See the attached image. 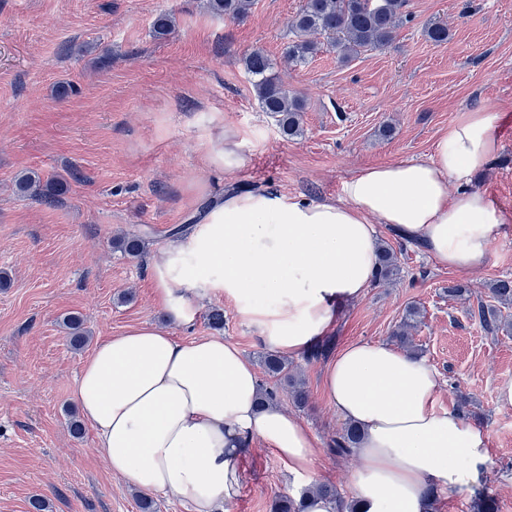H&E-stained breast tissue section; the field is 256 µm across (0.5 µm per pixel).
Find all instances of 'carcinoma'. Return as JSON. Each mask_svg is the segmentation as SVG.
Returning <instances> with one entry per match:
<instances>
[{
    "label": "carcinoma",
    "instance_id": "cac0c4a2",
    "mask_svg": "<svg viewBox=\"0 0 512 512\" xmlns=\"http://www.w3.org/2000/svg\"><path fill=\"white\" fill-rule=\"evenodd\" d=\"M208 7L217 16L237 20L248 13L251 0H209ZM407 7L408 0H305L290 24L293 39L283 50L284 63L302 67L323 48L336 52L343 62L364 49L383 48L392 42L400 26L411 21ZM242 62L260 108L276 118L281 135L294 138L302 134V112L306 107L304 96L280 80L275 73L276 63L262 50L248 52ZM16 190L21 195L53 204L59 196L60 185L53 181L44 183L32 174H25L16 181ZM116 246L130 257L139 256L143 249L142 241L136 235L116 239ZM397 271V257L389 248H383L374 283L391 281ZM490 292L497 303L511 306L512 278L496 280L490 286ZM419 317L418 307H408L391 338L399 345L407 346L410 330L415 327ZM478 317L480 323L491 331L512 327V322L502 318L496 307L480 308ZM62 325L73 347L79 349L88 341L79 316H67ZM261 363L266 374L288 387L295 407L307 406V391L293 372L292 362L267 353ZM359 440L358 430L346 425L333 439L331 452L337 456H348ZM473 502L475 512H493V499L486 493V487L475 489ZM274 512H303V500L283 496L275 501Z\"/></svg>",
    "mask_w": 512,
    "mask_h": 512
}]
</instances>
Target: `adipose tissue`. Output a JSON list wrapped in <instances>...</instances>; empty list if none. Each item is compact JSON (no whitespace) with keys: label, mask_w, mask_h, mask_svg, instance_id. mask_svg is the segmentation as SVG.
Listing matches in <instances>:
<instances>
[{"label":"adipose tissue","mask_w":512,"mask_h":512,"mask_svg":"<svg viewBox=\"0 0 512 512\" xmlns=\"http://www.w3.org/2000/svg\"><path fill=\"white\" fill-rule=\"evenodd\" d=\"M232 126L197 145L204 169L233 180L248 157ZM498 151L492 110L464 113L423 161L362 169L336 201L261 189L225 191L197 228L166 243L152 268L170 325L149 322L98 343L74 397L113 474L187 512H232L242 462L262 442L289 474L313 479L320 450L300 419L262 402L255 365L216 336L176 339L203 297L230 302L264 347L296 357L362 300L377 267L376 225L397 227L436 262L483 269L504 222L472 186ZM328 404L357 426L352 497L359 512H424L431 491L470 488L489 465L488 434L438 407V376L390 344L355 341L323 373Z\"/></svg>","instance_id":"1"}]
</instances>
